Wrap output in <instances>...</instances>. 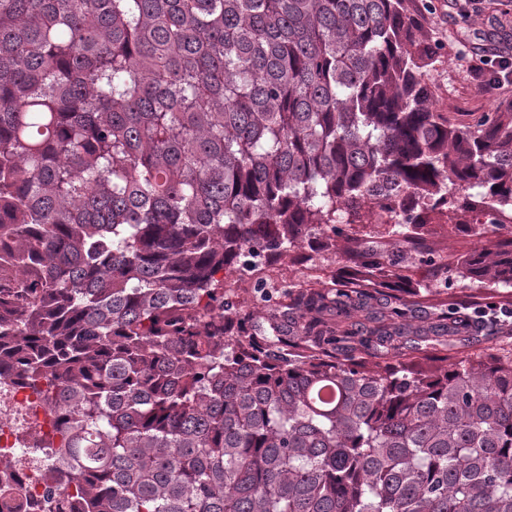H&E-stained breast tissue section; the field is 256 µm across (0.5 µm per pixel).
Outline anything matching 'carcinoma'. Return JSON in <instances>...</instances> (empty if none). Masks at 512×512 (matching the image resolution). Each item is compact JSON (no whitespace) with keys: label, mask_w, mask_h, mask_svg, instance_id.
<instances>
[{"label":"carcinoma","mask_w":512,"mask_h":512,"mask_svg":"<svg viewBox=\"0 0 512 512\" xmlns=\"http://www.w3.org/2000/svg\"><path fill=\"white\" fill-rule=\"evenodd\" d=\"M413 3L0 0V370L65 405L77 512H512V350L378 307L402 260L358 244L266 328L224 304L375 206L419 245L384 188L512 219V98L439 110ZM449 277L512 288V239Z\"/></svg>","instance_id":"1"}]
</instances>
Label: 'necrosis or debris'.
<instances>
[{"mask_svg":"<svg viewBox=\"0 0 512 512\" xmlns=\"http://www.w3.org/2000/svg\"><path fill=\"white\" fill-rule=\"evenodd\" d=\"M56 415L16 377H0V488L13 489L23 512H55L45 497L50 485H68L74 476L49 469L48 455L63 441L56 434Z\"/></svg>","mask_w":512,"mask_h":512,"instance_id":"4bbe7bcc","label":"necrosis or debris"}]
</instances>
